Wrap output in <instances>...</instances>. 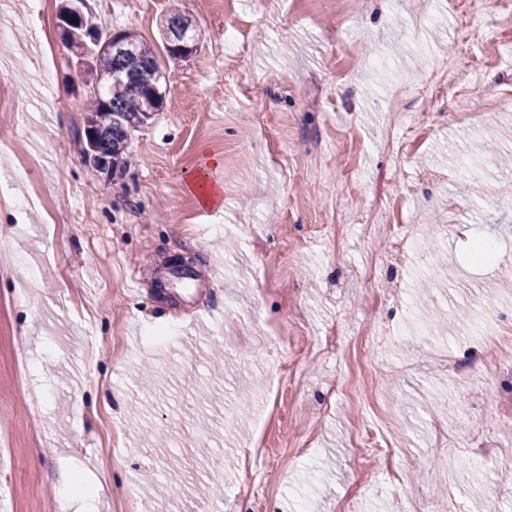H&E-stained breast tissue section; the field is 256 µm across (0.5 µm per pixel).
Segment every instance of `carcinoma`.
I'll list each match as a JSON object with an SVG mask.
<instances>
[{
	"label": "carcinoma",
	"instance_id": "1",
	"mask_svg": "<svg viewBox=\"0 0 512 512\" xmlns=\"http://www.w3.org/2000/svg\"><path fill=\"white\" fill-rule=\"evenodd\" d=\"M192 20L178 8L171 7L165 16L159 39L163 56L155 47L133 30H120L122 48H114L112 32L106 36L92 35L81 23L69 26L64 40L67 50H81L73 54L76 64L90 59L92 75L88 92L87 113L84 118L83 154L87 162L103 168L125 169L130 156L126 153L131 133L161 111L165 96L147 88L157 73H165L160 58L177 65L188 61L193 52L182 49L169 39L168 34L188 32Z\"/></svg>",
	"mask_w": 512,
	"mask_h": 512
}]
</instances>
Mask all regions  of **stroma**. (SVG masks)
Listing matches in <instances>:
<instances>
[{
    "instance_id": "stroma-1",
    "label": "stroma",
    "mask_w": 512,
    "mask_h": 512,
    "mask_svg": "<svg viewBox=\"0 0 512 512\" xmlns=\"http://www.w3.org/2000/svg\"><path fill=\"white\" fill-rule=\"evenodd\" d=\"M475 2L471 40L448 0H182L199 50L110 178L81 151L63 0H0V134L31 115L0 152V512H340L353 491L355 512H512L508 373L445 369L487 342L512 356L488 316L512 311V257L460 273L474 235L512 247V166L482 153L512 154V0ZM86 8L151 41L168 0ZM207 159L224 206L205 213L188 181ZM391 224L428 245L400 250Z\"/></svg>"
}]
</instances>
